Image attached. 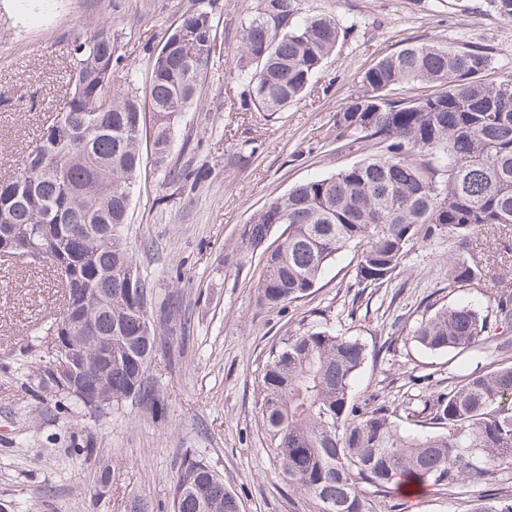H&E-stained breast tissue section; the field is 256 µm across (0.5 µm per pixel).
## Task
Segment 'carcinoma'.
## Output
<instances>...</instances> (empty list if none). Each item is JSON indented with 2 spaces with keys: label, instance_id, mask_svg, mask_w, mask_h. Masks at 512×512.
Returning <instances> with one entry per match:
<instances>
[{
  "label": "carcinoma",
  "instance_id": "carcinoma-1",
  "mask_svg": "<svg viewBox=\"0 0 512 512\" xmlns=\"http://www.w3.org/2000/svg\"><path fill=\"white\" fill-rule=\"evenodd\" d=\"M216 16L194 9L168 31L149 65L151 129L138 79L116 78L118 32L97 28L75 42L69 93L24 167L0 180V229L31 239L67 288L72 270L90 289L83 306L94 329L71 343L91 353L92 337H112V367L88 359L80 378L91 392L106 385L112 404L148 399L156 331L186 328L182 302L156 293L125 236L132 188L149 131L155 164L176 191L194 189L199 171L173 163L179 119L198 99L212 53ZM343 25L305 14L300 0H255L241 30L237 69L241 108L271 115L301 100L335 52ZM492 64L482 47L436 42L387 54L360 76L336 112L334 141H368L377 153L328 177L304 181L270 199L241 226L236 255L261 251V301L271 308L307 296L330 263L357 253L355 284L380 288L402 272L411 242L512 224V77L486 83ZM439 87L420 97L396 90ZM286 226L274 248L273 228ZM477 266L448 258V281L477 280ZM512 290L493 308L443 305L421 317L410 339L422 349L458 354L482 349L487 369L467 371L428 396H400L366 408L352 387L365 347L320 323L273 345L256 381L254 404L275 469L311 512H373L374 494L405 480L452 492L493 484L512 472ZM173 512H239L236 495L205 462L185 458L173 488ZM469 512H512V496L471 500Z\"/></svg>",
  "mask_w": 512,
  "mask_h": 512
}]
</instances>
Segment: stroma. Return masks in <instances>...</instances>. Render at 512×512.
Returning a JSON list of instances; mask_svg holds the SVG:
<instances>
[{"label":"stroma","instance_id":"1","mask_svg":"<svg viewBox=\"0 0 512 512\" xmlns=\"http://www.w3.org/2000/svg\"><path fill=\"white\" fill-rule=\"evenodd\" d=\"M220 21L196 104L182 115L173 154L207 178L175 194L151 145L132 192L125 233L158 299L180 293L190 328L159 336L147 375L155 400L127 399L103 413L58 392L46 322L61 290L41 264L0 258V512H172L184 457L203 460L238 498L241 512H300L277 476L254 407L256 378L271 346L302 323L330 322L358 339L367 359L354 387L360 402L393 400L421 377L423 394L482 353L431 354L409 333L431 304H493L512 285V230L487 225L461 242L440 233L415 242L400 276L357 287L345 252L311 293L284 309L260 304V254L238 260L239 229L265 202L315 176L372 154L368 143L331 142L337 110L361 74L402 46L437 41L490 49L485 82L512 75V20L492 0H300L336 16L346 32L307 93L270 115L240 107L237 52L254 0H216ZM199 0H0V179L27 153L63 105L75 39L94 26L119 30L124 70L145 75L152 50ZM478 265L479 283L448 285V258ZM375 512H466L463 496L427 487L375 497Z\"/></svg>","mask_w":512,"mask_h":512}]
</instances>
